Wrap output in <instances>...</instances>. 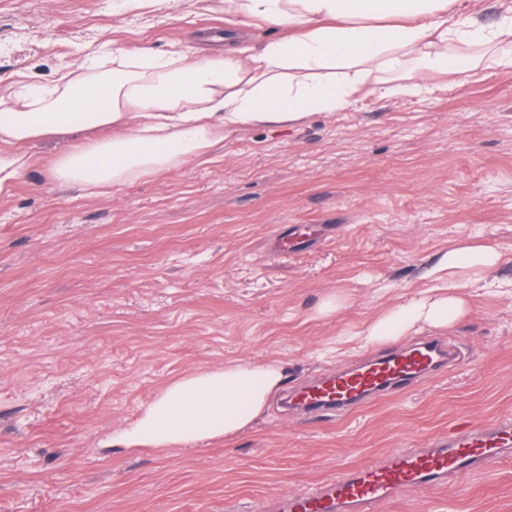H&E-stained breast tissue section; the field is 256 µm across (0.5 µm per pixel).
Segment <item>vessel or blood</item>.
Segmentation results:
<instances>
[{"label": "vessel or blood", "mask_w": 512, "mask_h": 512, "mask_svg": "<svg viewBox=\"0 0 512 512\" xmlns=\"http://www.w3.org/2000/svg\"><path fill=\"white\" fill-rule=\"evenodd\" d=\"M455 353L437 339L381 353L303 387L292 397L307 412H336L401 393L418 379L453 364ZM512 458V418L464 426L426 448H406L314 487L287 493L279 512H376L402 493L443 484L449 475L471 474Z\"/></svg>", "instance_id": "vessel-or-blood-1"}]
</instances>
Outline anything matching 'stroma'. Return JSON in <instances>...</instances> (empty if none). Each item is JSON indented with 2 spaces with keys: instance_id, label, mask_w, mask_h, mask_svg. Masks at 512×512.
I'll list each match as a JSON object with an SVG mask.
<instances>
[{
  "instance_id": "obj_1",
  "label": "stroma",
  "mask_w": 512,
  "mask_h": 512,
  "mask_svg": "<svg viewBox=\"0 0 512 512\" xmlns=\"http://www.w3.org/2000/svg\"><path fill=\"white\" fill-rule=\"evenodd\" d=\"M213 25L226 50L281 34L224 0H0V98L115 47L192 53ZM423 82L242 128L207 160L98 195L52 175L71 138L28 145L0 196V512H276L287 492L512 415V70ZM460 245L500 262L450 275L464 311L436 335L454 367L332 418L284 407L285 390L425 338L357 335L436 287ZM231 359L285 373L235 440L113 446L166 385ZM377 512H512V460Z\"/></svg>"
}]
</instances>
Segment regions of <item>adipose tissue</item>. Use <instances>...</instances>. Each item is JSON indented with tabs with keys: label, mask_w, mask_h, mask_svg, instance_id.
I'll list each match as a JSON object with an SVG mask.
<instances>
[{
	"label": "adipose tissue",
	"mask_w": 512,
	"mask_h": 512,
	"mask_svg": "<svg viewBox=\"0 0 512 512\" xmlns=\"http://www.w3.org/2000/svg\"><path fill=\"white\" fill-rule=\"evenodd\" d=\"M229 8L283 29L261 49L188 59L174 51L131 57L113 49L90 58L85 71L46 85H19L0 108V195L28 169L19 148L35 140L77 135L56 158L57 181L101 188L145 173L166 172L206 156L225 132L247 125L284 128L312 110L348 108L376 71L414 66L456 82L453 44L496 47L488 68L512 69V6L482 24L474 0H226ZM346 64L350 80L329 77ZM463 303L435 288L382 316L363 334L370 344L416 326L444 328ZM280 362L228 360L167 385L140 417L113 437L115 446L163 448L232 440L264 412L281 387Z\"/></svg>",
	"instance_id": "ef3b65f1"
}]
</instances>
